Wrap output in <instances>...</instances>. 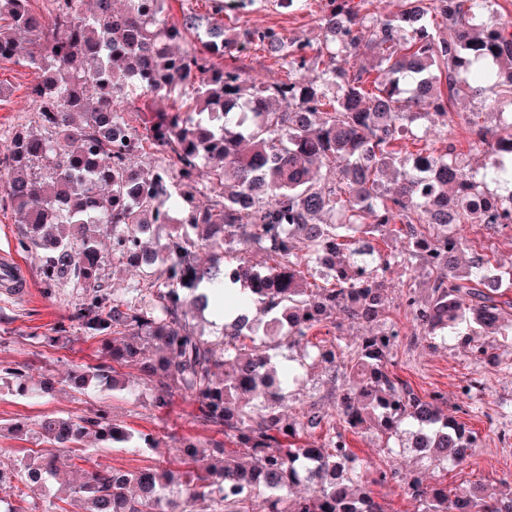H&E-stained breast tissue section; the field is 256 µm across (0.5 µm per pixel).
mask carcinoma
<instances>
[{
	"label": "carcinoma",
	"mask_w": 512,
	"mask_h": 512,
	"mask_svg": "<svg viewBox=\"0 0 512 512\" xmlns=\"http://www.w3.org/2000/svg\"><path fill=\"white\" fill-rule=\"evenodd\" d=\"M92 2L88 13L83 0H50L42 14L33 0H0V62L15 60L23 35L26 66L38 72L34 119L12 129L0 156V202L24 225L22 250L39 253L46 292L80 288L68 323L42 343L101 338V361L70 369L66 381L134 391L117 372L133 369L158 412L177 394L193 398L203 433L171 435L176 454L164 468L86 471L73 487L83 512H384L371 485L392 476L365 475L350 432L400 442L422 430L435 465L467 463L476 432L448 415L443 394L420 395L389 369L401 337L386 317L387 282L404 275L401 305L424 338L452 336L486 362L512 354V302L498 300L512 267L476 250L457 262L464 227L512 224V29L489 16L490 0H403L386 17L325 0L316 44L238 26L245 0H210L207 19L191 9L173 22L165 0H126L120 12L112 0ZM189 38L190 48L173 51ZM253 47L287 78L268 82L235 65ZM373 50L382 79L340 64ZM486 92L509 115L494 127L459 107ZM149 95L179 105L149 116L135 105ZM428 109L445 128L466 126L487 162L465 167L449 140L417 154L427 166L405 164L397 145L420 139L412 124ZM323 168L335 178L320 184ZM488 183L505 193H483ZM166 223L171 232L146 248L144 228ZM395 232L404 248L378 246ZM103 235L112 236L107 255ZM253 249L265 255L260 268L246 257ZM111 263L140 272L120 295L106 277ZM192 306L237 316L212 339L190 322ZM346 322L378 328L345 344ZM320 327L332 339L314 343ZM261 334L302 352L298 364L274 363L256 346ZM306 359L339 366L329 410L319 399L296 413L287 404ZM5 374L19 395L43 384L27 369ZM33 433L59 448L89 436L104 448L156 443L102 407L46 415ZM309 462L320 463V482L289 497ZM64 465L47 451L0 470V483L19 490L32 471L49 477ZM407 487L415 512H512V495L489 496L480 484L452 496L416 473Z\"/></svg>",
	"instance_id": "obj_1"
}]
</instances>
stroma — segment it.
<instances>
[{
  "instance_id": "1",
  "label": "stroma",
  "mask_w": 512,
  "mask_h": 512,
  "mask_svg": "<svg viewBox=\"0 0 512 512\" xmlns=\"http://www.w3.org/2000/svg\"><path fill=\"white\" fill-rule=\"evenodd\" d=\"M322 0H310L308 8L298 10L282 4L281 0H251L238 13L240 26L273 28L295 40L318 41L319 18ZM34 69L18 63L0 64V87L5 94L0 97V151L6 150L10 130L31 118L28 88L36 80ZM418 126L425 135L420 144H407V154H414L419 147L438 144L442 139L453 140L464 155L469 167L481 166L484 156L471 144L472 137L464 126L444 130L431 118L418 119ZM20 226L16 215L9 208L0 207V257L13 261L20 273V293L7 292L0 286V370L7 367L27 366L35 372L55 379L54 391L42 398L19 397L0 381V468L15 466L18 459L36 455L45 444L32 432L34 425L47 414L74 417L84 414L93 406L107 409L117 423L134 431L150 432L160 439L156 448H103L94 439L82 444V457L74 466L63 468L58 480L42 487H31L17 493L10 484L0 485V498L10 507H23L25 512H40L45 500L60 494L63 483L75 482L84 463L124 471H138L169 459L170 449L165 442L168 434H195L199 428L193 415L194 401L178 395L170 409L158 412L152 407L153 393L147 386H140L136 393L112 390L108 384L96 383L83 391L62 385L61 380L75 363H96L100 355V342L82 339L64 348H48L33 343V336L47 332L58 321L65 319L77 302V289L57 288L55 298H47L37 275L38 258L35 253L21 251L18 247ZM395 373L409 383L419 394L440 391L448 397L449 414L457 415L467 426L476 431L482 445L473 457L462 466L435 468L398 452L382 449L381 439L353 434L350 448L364 463L368 475L376 472L395 471L399 477L383 485L374 486L378 502L386 512H414L415 504L407 494L404 475L424 473L428 482L447 486L449 493L460 494L479 483L494 490H501L503 480L512 481V363L491 365L475 360L458 342L429 343L422 338L404 336L397 348ZM477 383L481 396L474 402L463 401L459 388ZM24 426L21 434L9 432V425Z\"/></svg>"
}]
</instances>
